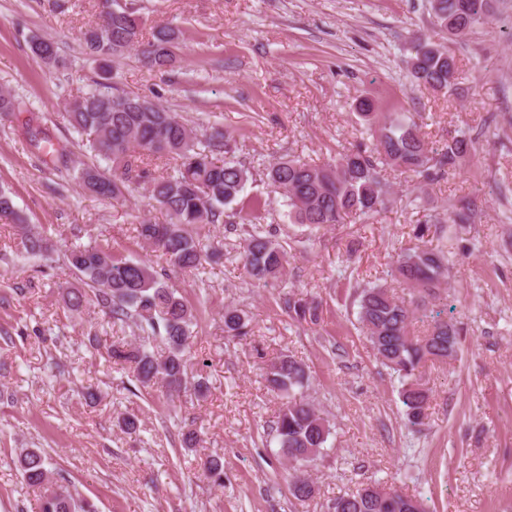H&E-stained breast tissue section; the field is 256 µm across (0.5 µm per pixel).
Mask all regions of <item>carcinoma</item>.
<instances>
[{"label":"carcinoma","instance_id":"carcinoma-1","mask_svg":"<svg viewBox=\"0 0 512 512\" xmlns=\"http://www.w3.org/2000/svg\"><path fill=\"white\" fill-rule=\"evenodd\" d=\"M492 0H429L432 23L452 35L466 34L482 25L491 12ZM144 20L132 5L112 0L101 21L82 35L87 53L110 73L111 59L140 46L146 63L161 69L174 59L178 32L173 26L156 28L151 39L143 40ZM32 56L45 65L57 62L54 43L33 38ZM407 60L413 81L437 92L456 89L457 69L451 51L434 42L416 37L410 41ZM358 116L366 124L372 148H344L336 158L323 164H310L288 156L273 158L263 175L273 191L288 202L295 223L307 227L312 236L330 224H343L352 214L369 218L390 204L387 168L411 172L427 182H439L448 170L476 151L467 137L454 138L440 149H432L422 125L403 113L394 116L375 111L374 103L362 99L356 104ZM67 120L78 135L77 145L84 159L75 160L65 146L52 149L53 161L62 164L82 187L101 198L120 200L139 180L150 182V198L164 210L166 222L142 220L136 225V238L145 246L162 252L171 266L181 271H198L219 254L207 251L196 229L202 224H250L252 230L243 241L242 260L248 276L268 285L280 279L289 264L290 253L273 239V233L251 220V214L236 207L240 195L253 179L254 167L242 160H224L230 152L224 133L213 129L197 132L174 113L118 86L117 82H98L69 104ZM172 160L167 175L152 177L154 160ZM0 217L20 223L24 219L15 209L11 192L0 190ZM472 213L461 208L428 215L416 225L414 237L424 238L429 225L467 224ZM24 250L45 256L52 245L41 234L25 232ZM65 263L80 276L84 287L67 293L73 309L83 307L89 298L114 321L132 322L145 333V339L160 338L164 348L152 351L147 345L114 344L109 357L133 366L137 380L149 384L163 382L172 393L189 390L201 394L207 388L203 379H190L188 361L193 307L177 290L159 277L154 267L112 255L98 243L76 246L65 254ZM452 260L445 246H414L399 256L393 279L407 286L411 298L395 296L385 284H368L353 295L357 322L370 343L374 356L397 374L398 391L408 423H423L429 391L421 383V369L427 362L444 361L456 353L460 328L453 319L428 315L430 300L446 283ZM288 316L298 323L317 324L319 305L283 295ZM427 324L428 332L416 336L412 326ZM224 333L237 338L250 333L244 313L224 308ZM269 389L281 398L274 429L279 453L293 464L289 493L299 501L313 494L312 481L304 468L322 454L331 434L329 422L304 396L309 376L306 365L290 355L272 362L266 369ZM19 466L27 484L43 488L39 512H95L93 504L67 481L51 480L45 459L38 449H26ZM214 485L224 484V465L211 458L203 462ZM333 512H426L422 501L408 497L380 483L368 484L358 492L336 498Z\"/></svg>","mask_w":512,"mask_h":512}]
</instances>
